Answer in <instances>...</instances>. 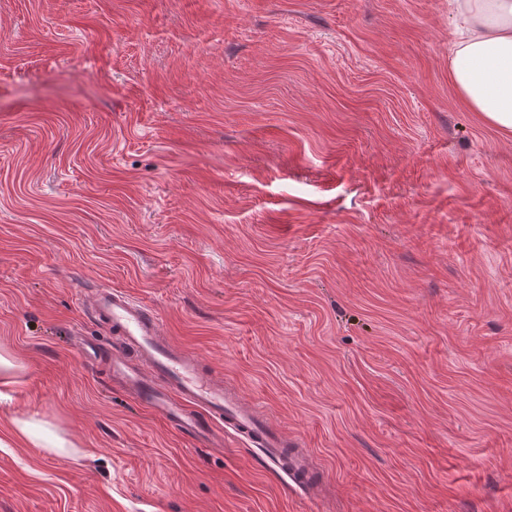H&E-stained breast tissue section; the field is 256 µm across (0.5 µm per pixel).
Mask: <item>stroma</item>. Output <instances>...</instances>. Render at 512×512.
Here are the masks:
<instances>
[{
	"instance_id": "stroma-1",
	"label": "stroma",
	"mask_w": 512,
	"mask_h": 512,
	"mask_svg": "<svg viewBox=\"0 0 512 512\" xmlns=\"http://www.w3.org/2000/svg\"><path fill=\"white\" fill-rule=\"evenodd\" d=\"M454 40L448 0H0V512H512V136ZM98 286L317 485L138 406ZM10 423L16 439L44 448L49 455L60 454L67 448H78L58 427L37 416L16 415Z\"/></svg>"
}]
</instances>
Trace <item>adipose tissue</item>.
I'll list each match as a JSON object with an SVG mask.
<instances>
[{
  "instance_id": "adipose-tissue-1",
  "label": "adipose tissue",
  "mask_w": 512,
  "mask_h": 512,
  "mask_svg": "<svg viewBox=\"0 0 512 512\" xmlns=\"http://www.w3.org/2000/svg\"><path fill=\"white\" fill-rule=\"evenodd\" d=\"M460 37L449 59V78L461 101L504 134H512V0H449ZM21 442L60 454L71 442L34 415L10 420Z\"/></svg>"
}]
</instances>
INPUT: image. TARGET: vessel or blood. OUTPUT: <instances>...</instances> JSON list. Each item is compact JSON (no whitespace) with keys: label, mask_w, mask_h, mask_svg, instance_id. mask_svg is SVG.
<instances>
[{"label":"vessel or blood","mask_w":512,"mask_h":512,"mask_svg":"<svg viewBox=\"0 0 512 512\" xmlns=\"http://www.w3.org/2000/svg\"><path fill=\"white\" fill-rule=\"evenodd\" d=\"M82 307L119 336L107 365L113 378L147 410L169 422L181 435L223 446L214 426L259 446L273 460H287L286 483L309 487L315 475L307 455L294 449L281 430L269 425L259 407L247 401L223 377L204 371L197 354L176 345L161 331L156 313L125 292L93 289Z\"/></svg>","instance_id":"1"}]
</instances>
